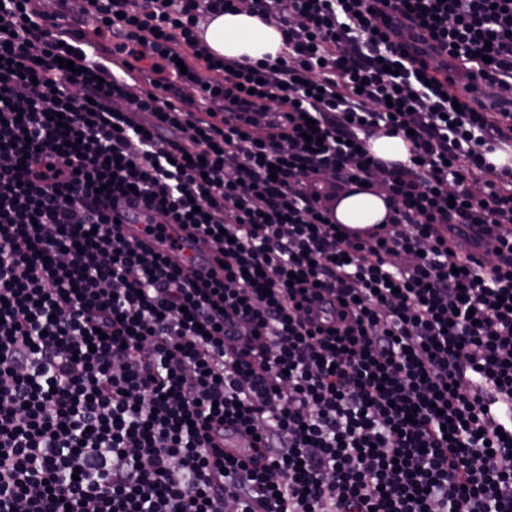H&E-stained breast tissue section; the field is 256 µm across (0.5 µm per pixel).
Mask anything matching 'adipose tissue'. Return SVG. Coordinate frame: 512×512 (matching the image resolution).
Instances as JSON below:
<instances>
[{
    "label": "adipose tissue",
    "instance_id": "ef3b65f1",
    "mask_svg": "<svg viewBox=\"0 0 512 512\" xmlns=\"http://www.w3.org/2000/svg\"><path fill=\"white\" fill-rule=\"evenodd\" d=\"M204 41L216 55L242 62L277 59L283 48L280 28L251 15L245 8L214 17L205 27ZM386 197L374 180L364 186H351L336 201L335 219L351 228L383 223Z\"/></svg>",
    "mask_w": 512,
    "mask_h": 512
}]
</instances>
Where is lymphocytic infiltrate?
I'll use <instances>...</instances> for the list:
<instances>
[{
  "label": "lymphocytic infiltrate",
  "mask_w": 512,
  "mask_h": 512,
  "mask_svg": "<svg viewBox=\"0 0 512 512\" xmlns=\"http://www.w3.org/2000/svg\"><path fill=\"white\" fill-rule=\"evenodd\" d=\"M87 5L148 90L0 0V512H512V432L470 386L512 399V167L486 159L512 142V0ZM243 6L284 50L219 66L199 28ZM382 130L411 164L370 160ZM374 175L385 223H335ZM126 200L223 278L130 242ZM224 453L238 460L248 461L254 455L249 437L235 432H224Z\"/></svg>",
  "instance_id": "1"
}]
</instances>
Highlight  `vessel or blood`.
Listing matches in <instances>:
<instances>
[{"label":"vessel or blood","instance_id":"b4317fda","mask_svg":"<svg viewBox=\"0 0 512 512\" xmlns=\"http://www.w3.org/2000/svg\"><path fill=\"white\" fill-rule=\"evenodd\" d=\"M68 16V28L73 35L76 48H84L88 34L93 33L96 26L95 18L81 11L76 0H64ZM109 61L112 73L123 80H136L139 64L136 59L126 54L111 55ZM123 233L131 242L145 246L162 254L170 264L181 267H193L214 277H222L224 269L219 255L208 242L201 238L189 237L180 225L168 224L164 229L141 221L138 213L123 216ZM224 452L239 460H249L254 455L249 437L235 432L224 435Z\"/></svg>","mask_w":512,"mask_h":512}]
</instances>
